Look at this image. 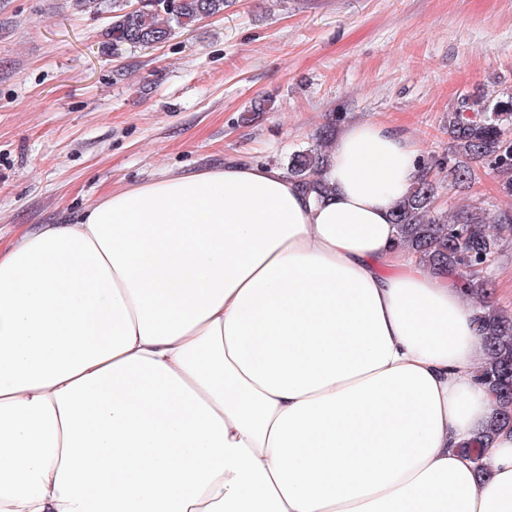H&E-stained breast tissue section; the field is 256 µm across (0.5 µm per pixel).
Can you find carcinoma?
Returning a JSON list of instances; mask_svg holds the SVG:
<instances>
[{
	"label": "carcinoma",
	"instance_id": "1",
	"mask_svg": "<svg viewBox=\"0 0 512 512\" xmlns=\"http://www.w3.org/2000/svg\"><path fill=\"white\" fill-rule=\"evenodd\" d=\"M227 0H156L139 11L130 0H100L111 14L108 36L115 48L150 47L168 40L175 29L190 28L207 16L224 11ZM448 166L450 186L466 189L486 165L500 178L502 190L512 196V93L466 95L448 112V163L431 159L426 170L394 211L400 243L424 258L435 270L450 269L465 285L471 302H487L489 280L484 271L499 247V238L486 232L488 224H512V209L496 214L481 204H467L452 215L438 211L435 199L443 179L434 169ZM327 166L322 148L303 149L288 159V173L307 191L327 189L320 180ZM477 334L487 350L478 379L493 393L498 409L485 432L467 442L462 451L477 458L486 441L512 421V317L499 311L478 312Z\"/></svg>",
	"mask_w": 512,
	"mask_h": 512
}]
</instances>
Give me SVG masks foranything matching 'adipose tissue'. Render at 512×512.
Instances as JSON below:
<instances>
[{"label":"adipose tissue","mask_w":512,"mask_h":512,"mask_svg":"<svg viewBox=\"0 0 512 512\" xmlns=\"http://www.w3.org/2000/svg\"><path fill=\"white\" fill-rule=\"evenodd\" d=\"M401 128L327 193L228 162L0 248V512H512L474 309L399 243Z\"/></svg>","instance_id":"1"}]
</instances>
